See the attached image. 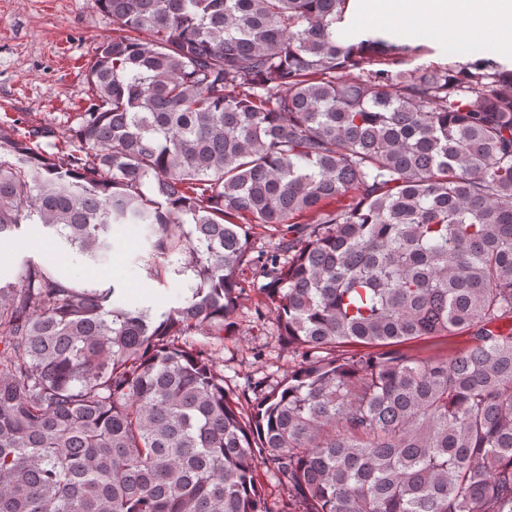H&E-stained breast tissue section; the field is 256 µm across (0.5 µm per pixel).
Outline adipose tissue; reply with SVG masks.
Listing matches in <instances>:
<instances>
[{
	"label": "adipose tissue",
	"mask_w": 512,
	"mask_h": 512,
	"mask_svg": "<svg viewBox=\"0 0 512 512\" xmlns=\"http://www.w3.org/2000/svg\"><path fill=\"white\" fill-rule=\"evenodd\" d=\"M347 14L398 38L512 55V0H349Z\"/></svg>",
	"instance_id": "ef3b65f1"
}]
</instances>
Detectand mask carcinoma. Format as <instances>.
<instances>
[{
    "mask_svg": "<svg viewBox=\"0 0 512 512\" xmlns=\"http://www.w3.org/2000/svg\"><path fill=\"white\" fill-rule=\"evenodd\" d=\"M347 3L95 0L68 151L0 123V238L101 264L140 224L149 277L192 273L157 318L31 259L0 281V512H272L259 463L287 512H512V68L409 69L436 50L351 39ZM246 263L297 363L244 418L190 337ZM469 345L466 335L437 336L424 341L405 345L413 355L427 358L431 356H451ZM256 476L265 492L270 507L274 510L286 509L288 507V493L279 483L273 470L263 464H258Z\"/></svg>",
    "mask_w": 512,
    "mask_h": 512,
    "instance_id": "obj_1",
    "label": "carcinoma"
}]
</instances>
